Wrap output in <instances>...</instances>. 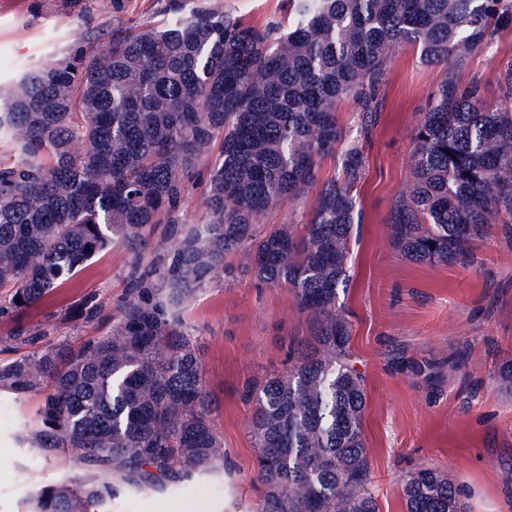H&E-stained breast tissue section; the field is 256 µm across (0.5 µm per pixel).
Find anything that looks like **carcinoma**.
Here are the masks:
<instances>
[{
  "label": "carcinoma",
  "instance_id": "1",
  "mask_svg": "<svg viewBox=\"0 0 512 512\" xmlns=\"http://www.w3.org/2000/svg\"><path fill=\"white\" fill-rule=\"evenodd\" d=\"M288 29L258 27L217 0H165L160 24L112 25L101 52L30 71L0 103V316L49 298L66 276L120 243L129 294L112 333L77 350L0 360V397L44 392L21 438L86 471L30 493L31 512H106L119 475L134 490L212 475L222 442L203 381L196 329L183 306L226 259L291 289L312 343L288 368L246 382L259 512H379L364 433L366 377L356 365L341 294L350 283L355 193L364 142L377 122L391 53L414 46L449 75L414 135L410 177L390 215L394 249L421 264L470 265L492 232L512 246V58L500 65L499 104L450 72L512 27V0H288ZM358 106L354 134L336 101ZM337 159L302 224L264 226L302 198L320 160ZM207 179L197 219L183 224L189 182ZM158 224L176 249L147 261ZM103 305L84 299L77 321ZM464 355L391 364L430 384ZM512 392V360L493 374ZM405 512H466L462 489L436 468L402 483Z\"/></svg>",
  "mask_w": 512,
  "mask_h": 512
}]
</instances>
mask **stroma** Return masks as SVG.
<instances>
[{
	"mask_svg": "<svg viewBox=\"0 0 512 512\" xmlns=\"http://www.w3.org/2000/svg\"><path fill=\"white\" fill-rule=\"evenodd\" d=\"M225 10L263 26L287 23V0H222ZM161 0H116L99 12L94 0H0V98L32 68L52 67L76 48L95 53L107 44L113 18L126 25L158 22ZM512 58V32L454 71L463 87L479 83L496 99L499 62ZM444 69L423 63L416 48H397L381 86L376 128L365 146L367 167L357 187L363 211L353 247V280L346 296L352 346L366 376L365 436L372 487L380 512H404L402 479L431 466L469 493L468 512H512V393L492 379L512 358V247L492 239L479 244L471 266L409 262L394 250L389 216L410 175L416 125ZM130 254L117 245L63 282L38 307L0 317V359L33 356L46 346L108 334L112 315L128 294ZM103 304L98 324L71 318L85 298ZM201 338L205 388L223 441L224 472L214 478L136 492L119 486L108 512H258L262 487L248 409L246 379L286 366L289 347L308 341L311 326L291 291L258 286L247 275L225 281L212 273L183 310ZM29 340L14 339L16 327ZM409 356L445 358L463 353L465 365L441 390L392 368L396 344ZM42 396L0 398V512H28L34 486L83 471L67 455L51 459L21 447L18 434L33 422Z\"/></svg>",
	"mask_w": 512,
	"mask_h": 512,
	"instance_id": "35a3bbf8",
	"label": "stroma"
}]
</instances>
